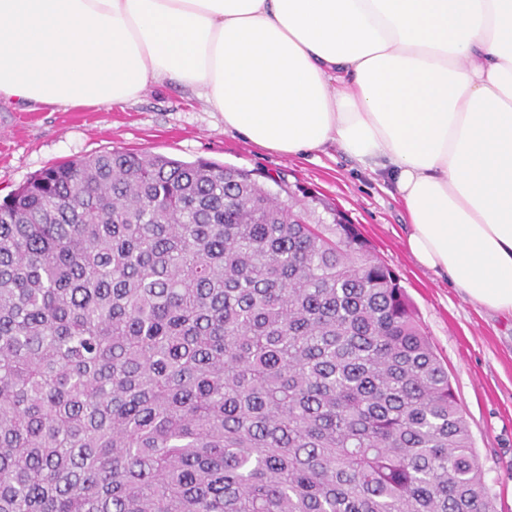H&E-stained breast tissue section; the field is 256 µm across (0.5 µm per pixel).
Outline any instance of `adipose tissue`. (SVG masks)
<instances>
[{"mask_svg": "<svg viewBox=\"0 0 512 512\" xmlns=\"http://www.w3.org/2000/svg\"><path fill=\"white\" fill-rule=\"evenodd\" d=\"M164 83L262 148L383 172L414 259L512 315V0H0V100Z\"/></svg>", "mask_w": 512, "mask_h": 512, "instance_id": "ef3b65f1", "label": "adipose tissue"}]
</instances>
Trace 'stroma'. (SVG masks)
I'll return each mask as SVG.
<instances>
[{"instance_id":"1","label":"stroma","mask_w":512,"mask_h":512,"mask_svg":"<svg viewBox=\"0 0 512 512\" xmlns=\"http://www.w3.org/2000/svg\"><path fill=\"white\" fill-rule=\"evenodd\" d=\"M131 150L207 159L284 178L347 214L399 276L462 406L498 512H512V317L473 305L446 276L405 250V212L394 186L339 147L277 154L224 129L219 113L183 88L151 87L124 107L31 108L0 102V199L52 163Z\"/></svg>"}]
</instances>
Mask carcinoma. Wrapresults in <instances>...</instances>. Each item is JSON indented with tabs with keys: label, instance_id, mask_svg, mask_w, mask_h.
<instances>
[{
	"label": "carcinoma",
	"instance_id": "1",
	"mask_svg": "<svg viewBox=\"0 0 512 512\" xmlns=\"http://www.w3.org/2000/svg\"><path fill=\"white\" fill-rule=\"evenodd\" d=\"M277 184L113 150L0 201V512H497L397 275Z\"/></svg>",
	"mask_w": 512,
	"mask_h": 512
}]
</instances>
